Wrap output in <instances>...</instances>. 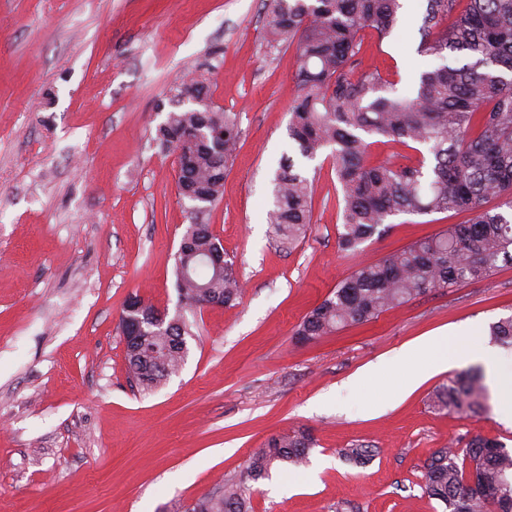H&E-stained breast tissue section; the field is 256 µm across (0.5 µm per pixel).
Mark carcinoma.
Instances as JSON below:
<instances>
[{"label":"carcinoma","mask_w":512,"mask_h":512,"mask_svg":"<svg viewBox=\"0 0 512 512\" xmlns=\"http://www.w3.org/2000/svg\"><path fill=\"white\" fill-rule=\"evenodd\" d=\"M400 9V0H269L268 44L295 50L298 95L289 137L307 159L331 149L336 166L342 201L338 247L358 252L399 214H471L465 224H451L355 269L299 324L296 336L303 341L512 265V0H427L419 51L456 56L462 63L423 72L412 97L396 93L395 82L379 70L362 68L359 58L364 31L384 40ZM169 102L171 110L156 129L157 145L173 148L174 134L183 129L200 133L187 147L178 177V193L192 203L175 257L178 300L188 311L205 301L231 307L241 294L234 260L224 256L222 268L205 263L207 253L221 247L205 216L222 199L224 174L241 138L239 119L211 103L210 84L198 76L177 82ZM378 136L423 145L429 160L371 164L367 138ZM273 184V237L290 249L311 231L312 183L289 156ZM155 311L131 295L122 313L145 320ZM489 333L512 345V315L492 323ZM191 335L181 312L166 317L163 327H147L138 350L126 353L136 382L152 389L177 372ZM485 399L481 376L466 372L439 387L433 402L440 410L476 417ZM312 447L305 431L270 437L239 477L224 483L222 494L200 500L193 512H251V483L277 462L306 463ZM370 453L361 444L340 449L355 463ZM422 479L428 496L448 512H512V450L498 440L476 435L461 450L434 451Z\"/></svg>","instance_id":"cac0c4a2"}]
</instances>
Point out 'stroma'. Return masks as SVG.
<instances>
[{
  "label": "stroma",
  "instance_id": "stroma-1",
  "mask_svg": "<svg viewBox=\"0 0 512 512\" xmlns=\"http://www.w3.org/2000/svg\"><path fill=\"white\" fill-rule=\"evenodd\" d=\"M426 0H404L364 66L411 95L453 57L418 53ZM268 0H0V512H191L219 493L268 438L304 430L305 465L272 468L252 512H445L423 487L426 459L474 434L512 448L496 408L477 417L431 397L512 315V266L420 296L310 342L303 317L359 264L468 220L401 214L359 253L337 245L339 184L329 153L303 160L313 224L277 245L271 180L298 149L291 47L264 38ZM213 67L212 100L238 113L240 149L207 217L235 262L239 303L186 312L183 366L144 390L129 378L119 319L140 296L176 313L174 255L190 221L174 153L155 130L169 88ZM451 335L452 364L413 388L370 366ZM369 446L368 461L339 449Z\"/></svg>",
  "mask_w": 512,
  "mask_h": 512
}]
</instances>
